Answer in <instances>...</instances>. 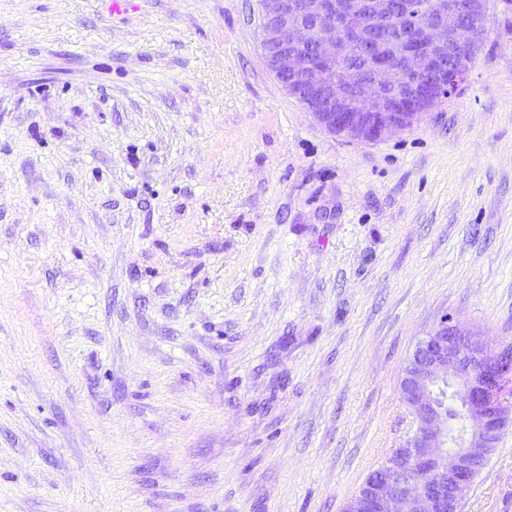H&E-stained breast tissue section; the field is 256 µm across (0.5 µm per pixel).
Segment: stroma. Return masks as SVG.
Wrapping results in <instances>:
<instances>
[{
	"label": "stroma",
	"mask_w": 512,
	"mask_h": 512,
	"mask_svg": "<svg viewBox=\"0 0 512 512\" xmlns=\"http://www.w3.org/2000/svg\"><path fill=\"white\" fill-rule=\"evenodd\" d=\"M349 141L259 0H0V512H344L440 317L512 344V0ZM461 512H512V426Z\"/></svg>",
	"instance_id": "stroma-1"
}]
</instances>
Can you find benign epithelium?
Masks as SVG:
<instances>
[{
  "mask_svg": "<svg viewBox=\"0 0 512 512\" xmlns=\"http://www.w3.org/2000/svg\"><path fill=\"white\" fill-rule=\"evenodd\" d=\"M261 48L288 95L330 133L376 142L412 131L466 80L483 45L487 0H260ZM363 14L386 41L347 19ZM377 57L371 75L343 65L353 45ZM512 345L490 349L444 316L419 338L400 382L416 429L362 483L345 512H459L512 420L502 381Z\"/></svg>",
  "mask_w": 512,
  "mask_h": 512,
  "instance_id": "benign-epithelium-1",
  "label": "benign epithelium"
}]
</instances>
